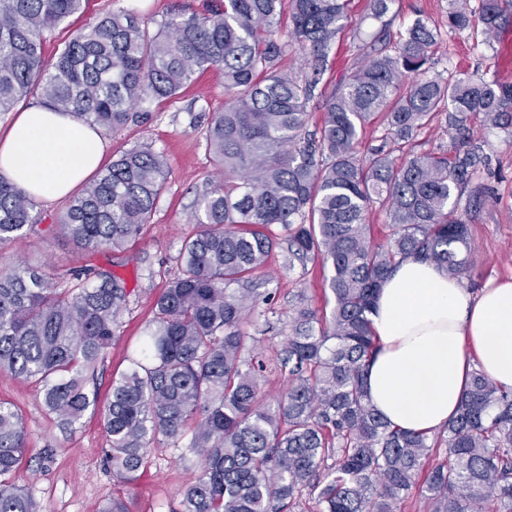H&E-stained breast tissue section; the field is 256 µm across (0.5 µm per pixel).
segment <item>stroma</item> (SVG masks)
I'll list each match as a JSON object with an SVG mask.
<instances>
[{
    "instance_id": "35a3bbf8",
    "label": "stroma",
    "mask_w": 512,
    "mask_h": 512,
    "mask_svg": "<svg viewBox=\"0 0 512 512\" xmlns=\"http://www.w3.org/2000/svg\"><path fill=\"white\" fill-rule=\"evenodd\" d=\"M203 5L204 0H86L80 13L45 34L44 55L52 57L81 29L112 12L131 10L153 24L171 8L199 12ZM366 5L367 0H351L349 23L335 44L337 60L327 78L329 85L339 82L359 58L363 43L380 27L368 17ZM447 15L448 0H392L387 14L390 38L399 40L415 19H424L439 33L429 64L431 72L458 70L512 85V74H499L503 56L512 51V24L488 43L476 27L449 29ZM224 102V75L219 69H210L197 75L179 96L152 103L144 123L104 135L106 160L146 144L161 153L168 164L167 182L156 201L151 224L145 225L139 239L123 252L101 251L92 256L63 236L34 233L0 245V269L25 259L35 265L47 264L57 277L66 279L93 257L100 264H113L115 273L125 279L131 296L121 317L120 337L94 371L93 384L100 403L108 402L114 376L126 369L128 355L138 348L153 318L156 296L177 273L182 240L197 231L190 215L197 198L217 177V166L205 149L204 133L212 113L223 110ZM471 129L484 158L476 166L472 184L494 191L493 198L481 205H472L465 197L458 203L457 213L469 226L472 246L470 269L462 283L476 292L490 280L512 279V135L483 126L476 119ZM392 150L400 162L414 151L451 156L455 153V133L436 125L421 130L413 143L396 144ZM267 272L271 277L267 287L277 294L270 317L273 328L255 352L268 366L267 388L275 395L287 386L274 366L288 334L294 295L304 294L315 308L324 307L327 295L321 267H309L304 275L289 271L285 251L272 256ZM0 401L13 404L24 416L28 448L25 478L43 512H103L115 498L124 499L130 512H178L182 488L201 472L196 454L162 441L151 445L138 479L122 483L106 462L109 443L98 416L85 415L73 432L63 433L44 413L37 386L6 373H0Z\"/></svg>"
}]
</instances>
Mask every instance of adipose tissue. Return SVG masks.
Instances as JSON below:
<instances>
[{
    "label": "adipose tissue",
    "mask_w": 512,
    "mask_h": 512,
    "mask_svg": "<svg viewBox=\"0 0 512 512\" xmlns=\"http://www.w3.org/2000/svg\"><path fill=\"white\" fill-rule=\"evenodd\" d=\"M105 150L97 130L34 105L0 132V175L34 199L55 201L100 171ZM369 320L378 351L365 383L395 427L431 433L446 425L473 366L512 387V281L475 293L410 258L383 282Z\"/></svg>",
    "instance_id": "1"
}]
</instances>
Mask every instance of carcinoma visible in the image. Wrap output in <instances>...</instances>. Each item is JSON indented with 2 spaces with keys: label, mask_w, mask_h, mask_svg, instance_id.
Wrapping results in <instances>:
<instances>
[{
  "label": "carcinoma",
  "mask_w": 512,
  "mask_h": 512,
  "mask_svg": "<svg viewBox=\"0 0 512 512\" xmlns=\"http://www.w3.org/2000/svg\"><path fill=\"white\" fill-rule=\"evenodd\" d=\"M350 0H208L203 13L173 9L150 31L134 13H109L54 57L44 33L83 0H0V113L38 97L105 134L141 121L209 68L224 71L222 112L205 131L224 180L195 203L197 233L178 273L100 412L112 472L137 479L158 437L186 443L201 473L181 492V512H401L423 478L426 512H512V388L475 369L456 416L439 432L392 426L370 404L366 362L378 343L368 314L383 279L404 260L430 261L448 277L470 268L469 227L455 216L480 160L466 123L512 133V86L466 73L426 75L437 28L418 20L391 44L390 0H369L381 23L362 58L332 91L323 120L306 131L308 105L332 68ZM512 0H449L448 27L478 18L486 41ZM291 47L304 76L283 70ZM383 116L410 142L436 117L456 131L453 158L415 153L399 164L384 148L363 157L366 126ZM166 179L163 157L134 147L102 169L44 232L89 253L120 251L152 221ZM382 207L390 234L371 242L368 214ZM33 199L0 176V245L36 230ZM286 247L288 270L321 265L331 310L295 296L279 353L288 386L267 402L266 365L247 331L274 313L275 294L250 275ZM111 268L87 265L61 284L27 261L0 270V373L38 385L45 413L64 430L97 409L87 383L120 334L129 301ZM23 418L0 402V512H43L18 481Z\"/></svg>",
  "instance_id": "carcinoma-1"
}]
</instances>
